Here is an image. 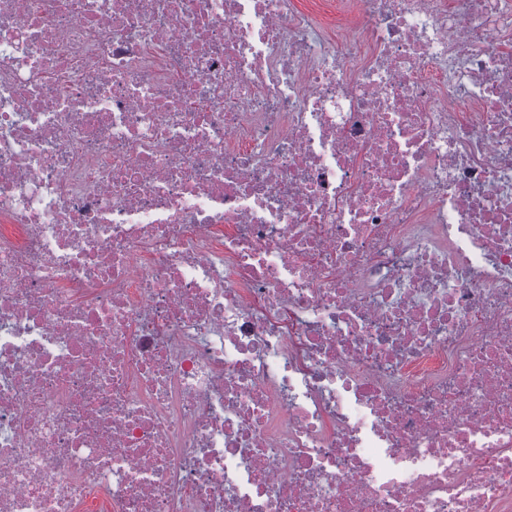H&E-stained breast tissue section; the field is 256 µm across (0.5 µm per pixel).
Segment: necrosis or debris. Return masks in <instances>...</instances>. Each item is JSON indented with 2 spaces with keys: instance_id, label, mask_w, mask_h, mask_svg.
Returning <instances> with one entry per match:
<instances>
[{
  "instance_id": "1",
  "label": "necrosis or debris",
  "mask_w": 512,
  "mask_h": 512,
  "mask_svg": "<svg viewBox=\"0 0 512 512\" xmlns=\"http://www.w3.org/2000/svg\"><path fill=\"white\" fill-rule=\"evenodd\" d=\"M0 0V512H512V0Z\"/></svg>"
}]
</instances>
